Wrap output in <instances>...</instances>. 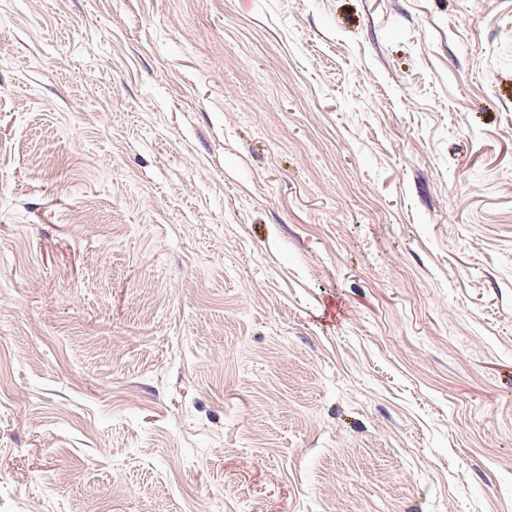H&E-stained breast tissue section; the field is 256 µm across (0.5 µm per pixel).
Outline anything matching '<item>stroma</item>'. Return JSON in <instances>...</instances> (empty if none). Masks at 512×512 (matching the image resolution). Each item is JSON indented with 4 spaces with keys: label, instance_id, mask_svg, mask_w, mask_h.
<instances>
[{
    "label": "stroma",
    "instance_id": "1",
    "mask_svg": "<svg viewBox=\"0 0 512 512\" xmlns=\"http://www.w3.org/2000/svg\"><path fill=\"white\" fill-rule=\"evenodd\" d=\"M0 512H512V0H0Z\"/></svg>",
    "mask_w": 512,
    "mask_h": 512
}]
</instances>
